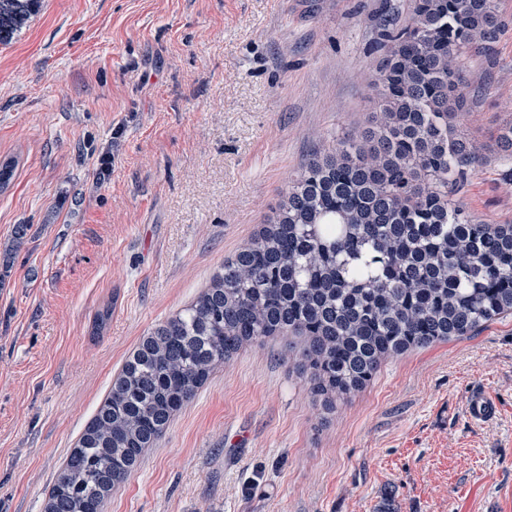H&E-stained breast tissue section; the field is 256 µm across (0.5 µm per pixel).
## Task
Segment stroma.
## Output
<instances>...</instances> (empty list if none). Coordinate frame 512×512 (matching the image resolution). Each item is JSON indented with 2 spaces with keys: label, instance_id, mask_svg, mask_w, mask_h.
<instances>
[{
  "label": "stroma",
  "instance_id": "35a3bbf8",
  "mask_svg": "<svg viewBox=\"0 0 512 512\" xmlns=\"http://www.w3.org/2000/svg\"><path fill=\"white\" fill-rule=\"evenodd\" d=\"M0 44V512H44L125 360L190 305L289 182L378 107L388 12L416 0H42ZM480 95L457 119L512 122V0ZM456 200L512 224L490 150ZM112 319L91 334L104 303ZM303 340L244 345L172 417L103 512H512V315L386 359L326 406ZM485 389L494 421H471Z\"/></svg>",
  "mask_w": 512,
  "mask_h": 512
}]
</instances>
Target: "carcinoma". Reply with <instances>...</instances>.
Returning <instances> with one entry per match:
<instances>
[{
    "mask_svg": "<svg viewBox=\"0 0 512 512\" xmlns=\"http://www.w3.org/2000/svg\"><path fill=\"white\" fill-rule=\"evenodd\" d=\"M41 4L0 0V44ZM500 31L498 0H418L407 26L384 25L378 109L313 158L257 237L126 359L46 512H101L144 449L246 342L304 337L312 392L342 398L386 357L512 313V224H486L448 198L479 161L477 142L455 126L473 97L465 60ZM491 148L512 158V122Z\"/></svg>",
    "mask_w": 512,
    "mask_h": 512,
    "instance_id": "carcinoma-1",
    "label": "carcinoma"
}]
</instances>
